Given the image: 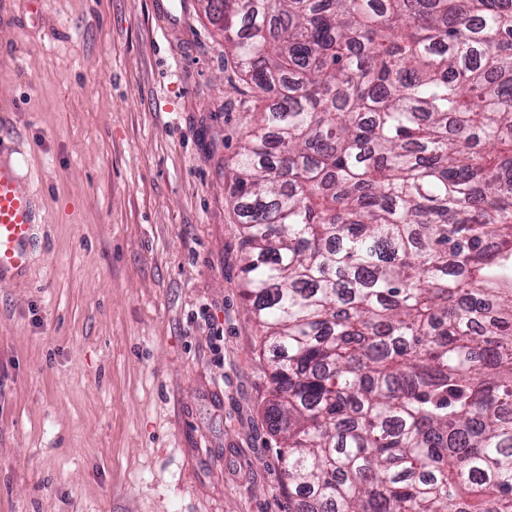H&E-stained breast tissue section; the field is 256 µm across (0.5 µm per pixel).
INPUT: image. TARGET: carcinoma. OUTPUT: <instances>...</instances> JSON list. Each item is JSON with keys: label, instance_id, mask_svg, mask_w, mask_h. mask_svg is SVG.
<instances>
[{"label": "carcinoma", "instance_id": "cac0c4a2", "mask_svg": "<svg viewBox=\"0 0 512 512\" xmlns=\"http://www.w3.org/2000/svg\"><path fill=\"white\" fill-rule=\"evenodd\" d=\"M288 512H512V0H206Z\"/></svg>", "mask_w": 512, "mask_h": 512}]
</instances>
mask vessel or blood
I'll return each instance as SVG.
<instances>
[{
  "instance_id": "1",
  "label": "vessel or blood",
  "mask_w": 512,
  "mask_h": 512,
  "mask_svg": "<svg viewBox=\"0 0 512 512\" xmlns=\"http://www.w3.org/2000/svg\"><path fill=\"white\" fill-rule=\"evenodd\" d=\"M35 224V193L25 184L12 149L0 140V285L29 268Z\"/></svg>"
}]
</instances>
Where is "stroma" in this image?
<instances>
[{"label": "stroma", "mask_w": 512, "mask_h": 512, "mask_svg": "<svg viewBox=\"0 0 512 512\" xmlns=\"http://www.w3.org/2000/svg\"><path fill=\"white\" fill-rule=\"evenodd\" d=\"M178 15L0 0V137L40 213L0 287V512H288L229 176L262 103L201 0Z\"/></svg>", "instance_id": "obj_1"}]
</instances>
